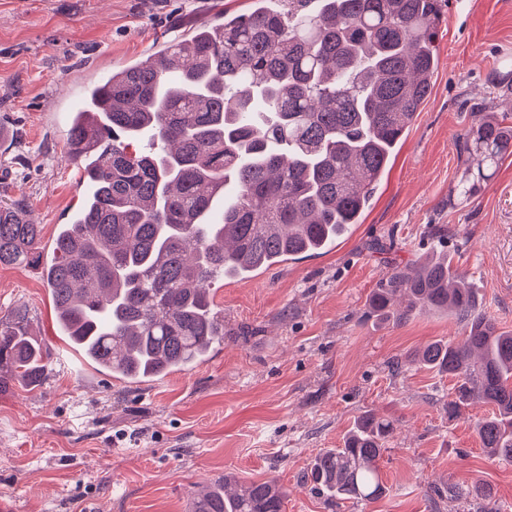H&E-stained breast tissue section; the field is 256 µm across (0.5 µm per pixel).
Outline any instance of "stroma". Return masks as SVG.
<instances>
[{
  "label": "stroma",
  "instance_id": "stroma-1",
  "mask_svg": "<svg viewBox=\"0 0 512 512\" xmlns=\"http://www.w3.org/2000/svg\"><path fill=\"white\" fill-rule=\"evenodd\" d=\"M252 7L0 0V200L20 201L42 227L41 263L0 267V316L27 306L53 360L41 385L0 393V498L16 512H188L200 485L231 473L276 479L284 512H478L463 494L476 482L512 512V464L490 458L471 423L490 406L448 419L452 378L408 360L460 325L443 313L381 322L365 310L386 271L372 245L388 242L403 265L448 252L482 312L512 331V156L475 197L452 193L464 168L455 142L477 113L512 125V91L492 80L512 58V0H448L431 94L360 222L324 252L216 282L224 342L205 361L128 383L62 339L43 263L89 192L63 158L72 113L112 71ZM367 411L394 424L379 461L387 492L332 508L307 483L309 464Z\"/></svg>",
  "mask_w": 512,
  "mask_h": 512
}]
</instances>
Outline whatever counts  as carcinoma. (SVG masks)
<instances>
[{
	"instance_id": "obj_1",
	"label": "carcinoma",
	"mask_w": 512,
	"mask_h": 512,
	"mask_svg": "<svg viewBox=\"0 0 512 512\" xmlns=\"http://www.w3.org/2000/svg\"><path fill=\"white\" fill-rule=\"evenodd\" d=\"M248 14L204 25L87 91L64 160L90 192L60 226L45 277L58 322L86 359L138 383L186 370L224 343L211 287L324 250L358 223L394 151L428 98L442 0H253ZM159 148L131 150L143 132ZM457 191L512 156V126L486 112L459 140ZM235 197L218 207L227 185ZM41 226L0 204V267L38 262ZM454 316L462 334L414 354L454 380L445 412L487 404L474 429L512 463V332L478 305L448 254L389 264L366 304L379 320ZM51 361L26 308L0 317V393L40 385ZM393 423L358 418L339 448L309 465L312 489L338 506L385 493L379 461ZM226 475L190 512H283L276 480ZM480 512H500L476 483Z\"/></svg>"
}]
</instances>
